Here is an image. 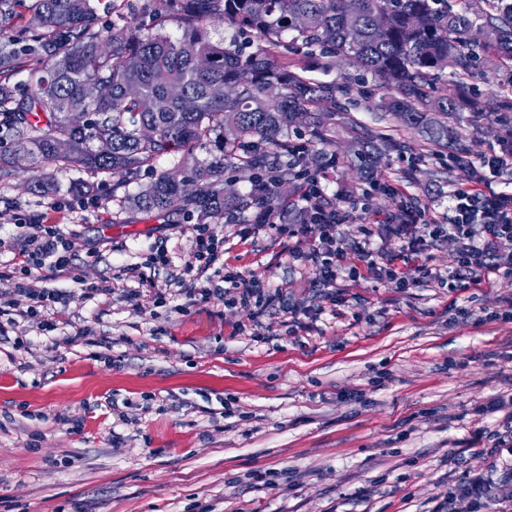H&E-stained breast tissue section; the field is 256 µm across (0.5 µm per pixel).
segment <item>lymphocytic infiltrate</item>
I'll return each instance as SVG.
<instances>
[{"label": "lymphocytic infiltrate", "instance_id": "1", "mask_svg": "<svg viewBox=\"0 0 512 512\" xmlns=\"http://www.w3.org/2000/svg\"><path fill=\"white\" fill-rule=\"evenodd\" d=\"M327 178L324 171L309 173L300 184L295 202L283 204L275 212L258 211L254 223L255 229L285 238L289 258L303 262L316 288L310 300L288 301L281 291L265 288L259 280L225 265L224 240L205 224L192 227L193 259L186 271L195 285L186 291L189 299L207 300L211 294L209 285L218 277L229 303L254 305L260 316L273 309L280 311L289 326L309 332L324 305L343 303V291L336 286L339 278L353 282L367 276L396 279L404 288L414 282L436 279L431 251L443 237L453 240L457 246L456 265L447 279L449 291L478 286L492 274L512 276V253L502 250L503 242H512L511 191L495 190L488 183L455 188L448 194L446 219L440 222L425 209L404 201L389 214L374 215L372 199L384 189L376 181L349 204H330L323 196V182ZM369 214L383 233L384 246H375L371 237L366 236L354 242L350 250L339 247L341 226ZM16 224L21 230L18 265L23 272L46 267L61 277L72 274L71 246L56 225L45 223L39 216L17 219ZM400 256L416 260L414 280L400 279L394 265ZM60 300L59 291L53 288H19L16 298L0 304V335L5 332L6 323L52 311ZM486 410L500 414L499 424L493 430L475 427L471 432V446L487 456L505 450L512 452V402L498 397ZM492 497L491 480L466 477L443 494L436 512H479L483 501Z\"/></svg>", "mask_w": 512, "mask_h": 512}]
</instances>
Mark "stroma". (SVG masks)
<instances>
[{"label": "stroma", "mask_w": 512, "mask_h": 512, "mask_svg": "<svg viewBox=\"0 0 512 512\" xmlns=\"http://www.w3.org/2000/svg\"><path fill=\"white\" fill-rule=\"evenodd\" d=\"M276 61L336 88L331 141L300 162L333 160L331 201L347 204L380 180L391 190L376 195L375 210L404 199L439 218L449 192L474 184L481 160L502 146L498 86L482 72L466 93L450 75L435 89L459 100L451 121L470 159L460 166L403 126L382 105L386 89L342 58L287 37ZM365 150L380 157L370 171L358 160ZM180 170L163 159L120 188L108 174L58 171L49 197L29 190L27 174L0 179V260L13 257L18 210L59 225L78 265L69 278L43 268L28 280L62 294L56 330L22 320L0 337V512H433L467 474L512 466V456L493 464L467 442L475 427L494 426L488 402L512 393V320L497 317L512 280L458 291L454 302L475 319L456 324L437 282L402 289L366 278L349 284L346 304L325 310L317 330L261 341L256 324L279 326L281 314L258 319L216 294L195 304L148 297L132 310L121 266L167 248L170 266L155 277L163 288L192 259L190 215L128 203L156 173ZM78 177L96 208L77 206L68 185ZM253 216L211 220L225 263L306 299L305 270L289 263L283 241L241 235ZM103 283L112 294L92 293ZM82 329L89 340L76 338ZM280 471L290 478L275 488L255 480Z\"/></svg>", "instance_id": "obj_1"}]
</instances>
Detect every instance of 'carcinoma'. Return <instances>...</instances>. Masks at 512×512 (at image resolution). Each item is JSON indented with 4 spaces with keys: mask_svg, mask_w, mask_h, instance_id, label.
I'll use <instances>...</instances> for the list:
<instances>
[{
    "mask_svg": "<svg viewBox=\"0 0 512 512\" xmlns=\"http://www.w3.org/2000/svg\"><path fill=\"white\" fill-rule=\"evenodd\" d=\"M111 6L116 22L105 30L96 0H0V43H11L0 55V178L17 173L10 160L20 152L37 166L126 181L179 154L190 174L178 182L159 174L134 204L235 219L254 195L224 192L225 168L254 182L271 160L288 155L286 132L297 115L312 119L309 141L318 145L340 111L336 87L277 65L274 49L286 32L371 74L391 90L388 107L403 124L454 157L468 154L446 122L457 100L434 95L447 69L464 92L485 63L503 89L499 108L512 112V0H149L146 33L134 37L118 27L130 0ZM20 8L38 28L16 37L11 23ZM379 14L388 24L384 39L375 30ZM170 22L180 35L167 32ZM216 23L254 33L264 46L248 51L235 40L214 41ZM480 27L489 34L477 43L472 33ZM16 74L24 75L19 91L10 83ZM86 83L97 87L95 98L83 96ZM174 86L194 109L171 95ZM144 100L151 110L141 109ZM73 112L86 114V124L72 125Z\"/></svg>",
    "mask_w": 512,
    "mask_h": 512,
    "instance_id": "carcinoma-1",
    "label": "carcinoma"
}]
</instances>
